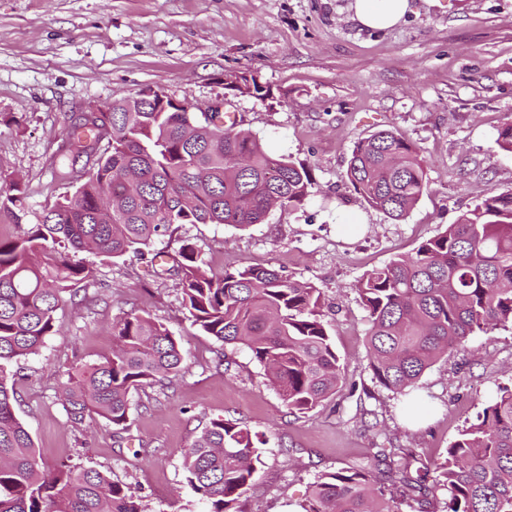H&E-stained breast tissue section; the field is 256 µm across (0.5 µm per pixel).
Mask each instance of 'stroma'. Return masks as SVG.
Returning a JSON list of instances; mask_svg holds the SVG:
<instances>
[{"instance_id":"stroma-1","label":"stroma","mask_w":512,"mask_h":512,"mask_svg":"<svg viewBox=\"0 0 512 512\" xmlns=\"http://www.w3.org/2000/svg\"><path fill=\"white\" fill-rule=\"evenodd\" d=\"M353 0H0V187L20 182L32 224L70 194L55 166L74 116L151 89L203 112L223 99L270 152L310 168L300 208H278L239 230L186 224L182 240L217 272L245 265L314 283L343 387L305 414L289 413L242 347L192 327L177 277L124 256L83 259L91 270L57 312L58 333L15 364L16 414L47 468L79 464L129 486L145 512H205L182 456L213 418L264 434L240 512H296L316 477L394 448V464L443 483L447 450L497 387H512V325L472 336L426 370L415 402L380 387L369 367L366 312L355 290L369 271L411 253L485 197L512 190V155L497 130L512 118V0H411L385 30L352 19ZM257 76L258 100L226 73ZM382 129L420 148L427 192L402 221L369 208L346 178L355 142ZM149 314L181 339L185 369L171 388L133 399L128 432L102 419L78 430L58 394L78 364L111 352L112 321ZM225 354L230 369L218 368Z\"/></svg>"}]
</instances>
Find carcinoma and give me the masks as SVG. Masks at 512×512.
<instances>
[{
  "label": "carcinoma",
  "instance_id": "1",
  "mask_svg": "<svg viewBox=\"0 0 512 512\" xmlns=\"http://www.w3.org/2000/svg\"><path fill=\"white\" fill-rule=\"evenodd\" d=\"M256 78L227 74L225 85ZM109 121L79 115L68 133L72 160L56 168L75 191L42 209L36 223L0 239V512H144L139 499L102 472L78 465L41 466L16 416L11 363L34 355L52 335L55 315L90 269L83 252L105 259L150 253L160 235L183 224L247 229L275 208L304 205L311 171L269 154L250 131L219 112H164L152 101L110 106ZM512 154V120L498 130ZM86 157L90 168H76ZM346 177L371 208L403 220L428 188L419 148L398 130L358 140ZM18 181L0 189V216L19 223ZM173 271L191 325L224 345L249 350L291 413H308L341 387L339 358L325 321L322 292L282 271L252 265L215 273L183 241ZM367 313L373 378L410 394L437 360L469 337L512 324V191L493 194L414 252L366 273L355 284ZM112 353L68 374L61 389L76 427L101 418L128 429L133 394L173 384L184 369L181 341L148 315L128 312L112 324ZM263 435L237 420H210L186 449L187 484L208 512H238L259 462ZM379 469L381 480L372 477ZM444 512H512V387H500L475 422L448 448ZM435 491L380 449L370 462L322 474L298 512H400L394 497Z\"/></svg>",
  "mask_w": 512,
  "mask_h": 512
}]
</instances>
